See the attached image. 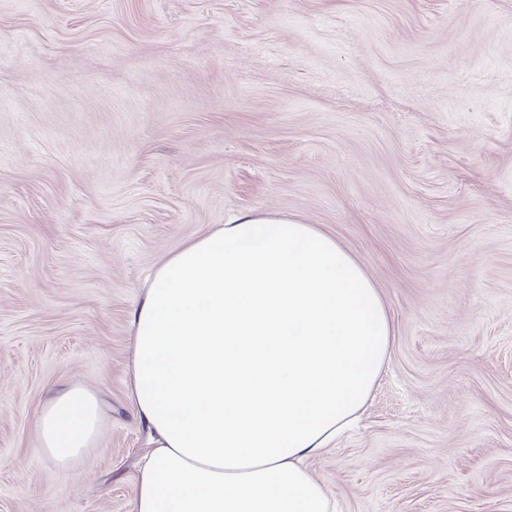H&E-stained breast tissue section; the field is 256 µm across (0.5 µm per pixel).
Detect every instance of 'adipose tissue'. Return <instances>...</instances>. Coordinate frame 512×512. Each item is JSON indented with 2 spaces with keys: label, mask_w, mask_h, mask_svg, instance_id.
Segmentation results:
<instances>
[{
  "label": "adipose tissue",
  "mask_w": 512,
  "mask_h": 512,
  "mask_svg": "<svg viewBox=\"0 0 512 512\" xmlns=\"http://www.w3.org/2000/svg\"><path fill=\"white\" fill-rule=\"evenodd\" d=\"M390 336L362 266L288 215H237L164 258L131 317L128 398L150 432L132 512H336L307 462L356 421ZM101 416L69 387L36 425L66 465Z\"/></svg>",
  "instance_id": "adipose-tissue-1"
}]
</instances>
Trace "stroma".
<instances>
[{
  "label": "stroma",
  "mask_w": 512,
  "mask_h": 512,
  "mask_svg": "<svg viewBox=\"0 0 512 512\" xmlns=\"http://www.w3.org/2000/svg\"><path fill=\"white\" fill-rule=\"evenodd\" d=\"M316 225L392 320L342 512H512V0H0V512H132L131 310L234 214ZM105 418L72 481L35 420Z\"/></svg>",
  "instance_id": "stroma-1"
}]
</instances>
